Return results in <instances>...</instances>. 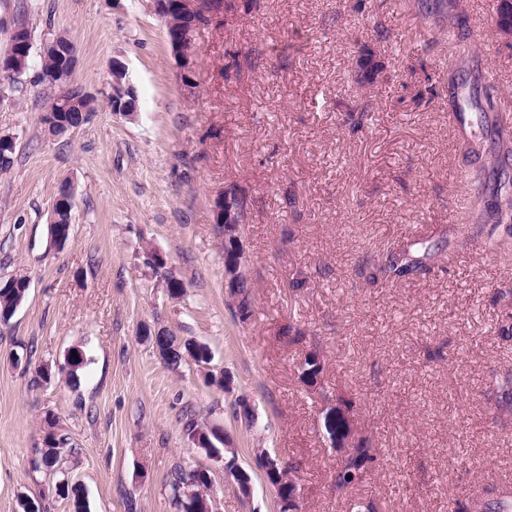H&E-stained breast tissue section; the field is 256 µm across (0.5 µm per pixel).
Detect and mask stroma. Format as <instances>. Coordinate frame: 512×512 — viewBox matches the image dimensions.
Masks as SVG:
<instances>
[{"label":"stroma","mask_w":512,"mask_h":512,"mask_svg":"<svg viewBox=\"0 0 512 512\" xmlns=\"http://www.w3.org/2000/svg\"><path fill=\"white\" fill-rule=\"evenodd\" d=\"M228 2L197 31L189 94L151 0H0V54L15 19L32 39L20 90L0 99V133L16 142L0 172V283L30 281L0 322V512L24 498L72 512L38 466L49 416L77 451L67 465L90 512H175L170 475L186 463L208 469L214 512H278L263 451L294 466L302 512H348L324 427L341 403L378 450L353 495L379 512H449L512 490V414L492 394L512 372V335L501 333L512 251L486 247L466 179L485 165L486 192L512 185V165H493L498 130H512V42L494 33L497 0H457L462 24L444 39L408 0ZM59 34L75 43L73 78L96 107L53 137L40 122L53 95L40 56ZM458 46L468 55L452 72ZM364 54L380 65L371 84L356 80ZM115 59L137 94L131 120L106 99ZM452 77L476 98L493 84L500 110L467 111L453 131ZM65 180L74 199L60 247L50 218ZM230 189L244 207L245 321L224 293L214 217ZM402 249L424 256L426 273L369 279L382 253ZM160 328L207 345L210 362L167 365L142 336ZM75 348L77 382H35L38 366ZM313 351L324 371L312 389L299 365ZM242 399L254 423L237 419ZM189 412L223 430L250 497L193 446Z\"/></svg>","instance_id":"obj_1"}]
</instances>
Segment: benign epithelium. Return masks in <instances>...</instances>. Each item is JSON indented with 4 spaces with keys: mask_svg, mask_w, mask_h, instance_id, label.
Masks as SVG:
<instances>
[{
    "mask_svg": "<svg viewBox=\"0 0 512 512\" xmlns=\"http://www.w3.org/2000/svg\"><path fill=\"white\" fill-rule=\"evenodd\" d=\"M155 9L166 25L168 42L181 68V82L185 91L192 93L195 89L192 73L196 55V27L204 23L213 13L223 8L224 0H152ZM498 12L495 24L499 38L509 41L512 39V0H497ZM32 48L31 31L29 26L16 21L11 28L10 48L0 55V73L6 76L5 83L10 84L21 79L30 65ZM44 50L55 51L57 75L63 93L59 96L58 108L42 114V122L48 134L58 136L72 129L66 119L68 112L90 113L94 111L93 104H84L89 94L72 84L75 68V48L69 39L60 34L47 43ZM134 93L133 86L126 79V67L119 61H112V87L109 100L112 101V112L128 119L136 116V111L122 106L123 97ZM216 223L221 225L224 241V288L228 300L235 306L243 298L240 289L241 279L245 277L247 257L240 246L239 224L240 205L226 195L216 202ZM336 447L343 449L344 455H349L353 449L354 424L352 417L343 407H338V414L328 423ZM215 461L224 462V470L236 481L240 491L248 497L252 491L250 474L240 467L236 461L224 460L223 455L212 453ZM259 467L268 480L275 482V487L281 489L282 496L278 497L279 512H300L299 484L290 471L288 464L279 458L272 457L267 452L259 454Z\"/></svg>",
    "mask_w": 512,
    "mask_h": 512,
    "instance_id": "benign-epithelium-1",
    "label": "benign epithelium"
}]
</instances>
